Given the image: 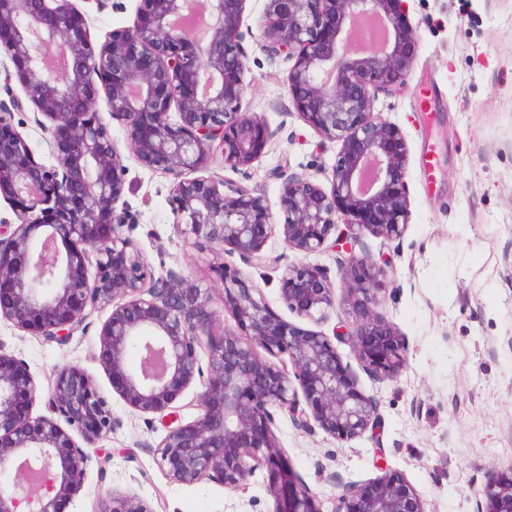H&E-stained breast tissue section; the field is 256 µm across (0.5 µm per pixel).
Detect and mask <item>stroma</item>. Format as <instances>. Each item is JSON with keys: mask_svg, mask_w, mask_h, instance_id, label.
Instances as JSON below:
<instances>
[{"mask_svg": "<svg viewBox=\"0 0 512 512\" xmlns=\"http://www.w3.org/2000/svg\"><path fill=\"white\" fill-rule=\"evenodd\" d=\"M87 12L93 43L132 25L137 0ZM263 0H249L244 15L254 32L244 48L249 71L245 101L259 115L268 139L248 177L213 152L207 174L243 182L277 204L282 168L327 184L340 145L325 141L296 114L288 94V62L267 55L255 26ZM417 55L403 88L378 92L375 110L404 132L409 224L401 238L364 233L356 253L387 269V287L374 311L395 328L407 355L398 378L367 370L348 344L336 350L376 408L377 424L342 441L317 425L277 415L274 428L294 479L333 512L342 485L365 484L382 469L400 474L427 512H477V491L488 475L512 468V0H405ZM124 198L137 218L128 231L155 277L175 272L206 288L221 310L222 283L213 273L238 256H198L173 225L171 176L141 167L125 155ZM247 285L259 286L269 307L303 332L331 337L352 317L335 301L313 320L289 310L276 272L244 266ZM108 310H93L83 329L63 344L0 322V346L20 359L40 389L55 366L74 364L89 374L112 409V430L101 446L109 460L90 463L72 512H94L100 497L133 495L163 512H272L268 475L259 470L244 490L203 481H172L153 450L165 436L159 421L129 407L112 390L98 360L99 331Z\"/></svg>", "mask_w": 512, "mask_h": 512, "instance_id": "stroma-1", "label": "stroma"}]
</instances>
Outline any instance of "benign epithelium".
I'll return each instance as SVG.
<instances>
[{
	"instance_id": "benign-epithelium-1",
	"label": "benign epithelium",
	"mask_w": 512,
	"mask_h": 512,
	"mask_svg": "<svg viewBox=\"0 0 512 512\" xmlns=\"http://www.w3.org/2000/svg\"><path fill=\"white\" fill-rule=\"evenodd\" d=\"M247 2L138 0L132 25L96 46L89 16L73 0H0L5 79L23 93L0 108V198L17 218L0 220V320L65 343L88 311L112 308L99 332V361L127 405L172 418L155 448L172 479L217 482L234 492L263 468L273 512H322L291 477L272 429L275 412L351 440L374 424L372 402L330 338L296 331L260 288L245 287L238 267L215 268L235 330L220 323L206 289L176 273L154 278L124 232L130 214L117 205L127 166L105 117L123 122L141 166L172 176L173 224L190 246L281 270L285 305L314 319L332 304L335 285L316 264L281 266L263 252L265 242L278 231L288 248L308 257L327 248L339 224L356 237L404 233L405 135L374 102L376 92L404 84L415 32L404 0H266L258 22L263 47L292 62L287 87L296 113L341 142L329 187L286 175L276 214L265 198L204 174L215 144L224 164L242 173L267 144L260 118L245 104ZM373 14L387 35L368 44L353 32ZM27 107L44 117L37 125L50 164L14 123V112ZM339 274L353 314L339 338L376 374L395 377L405 363L400 342L372 309L385 271L370 255L351 251ZM197 384L200 413L184 423L178 403ZM37 395L30 370L0 345V512H65L92 460L89 449L112 429L107 398L77 366L54 370L50 415H32ZM477 496L478 512H512V468L489 475ZM97 512L155 510L114 494ZM336 512L426 510L408 482L386 473L366 486H342Z\"/></svg>"
}]
</instances>
